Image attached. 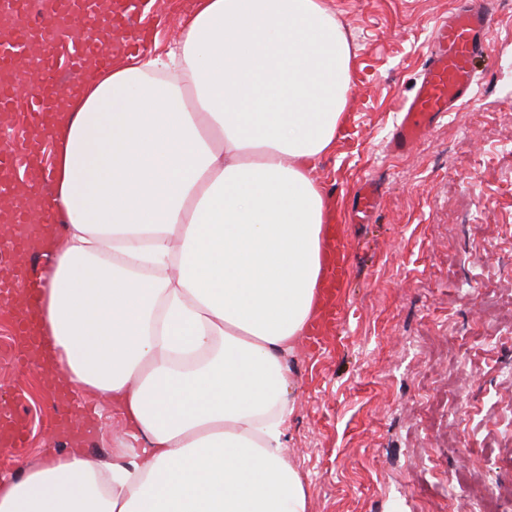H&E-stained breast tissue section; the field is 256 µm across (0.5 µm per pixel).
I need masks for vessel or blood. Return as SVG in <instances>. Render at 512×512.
Masks as SVG:
<instances>
[{"mask_svg": "<svg viewBox=\"0 0 512 512\" xmlns=\"http://www.w3.org/2000/svg\"><path fill=\"white\" fill-rule=\"evenodd\" d=\"M152 0H0V131L8 129L16 106H24L30 128L47 130L61 104L81 90L89 64L105 68L112 58L102 35L120 33L126 49L145 50L142 35L133 27L136 14L148 11ZM488 0H463L447 18L439 20L416 89L402 107L390 147L404 154L445 113L456 111L472 94L474 62L488 47L495 24ZM89 23L75 33L73 23ZM40 141L25 138L0 143V224L13 228L7 261L0 263V306L12 313L15 339L10 358L18 370L31 368V357L42 338L30 307L15 304L18 294L35 295L42 286L37 276L35 235L57 231L58 212L49 185L51 168L41 160ZM380 186L366 179L353 198L351 213L358 224L368 223ZM59 403L53 429H69L70 447H82L90 433L80 415V396L59 377L46 383ZM27 423L10 404H0V447L21 451Z\"/></svg>", "mask_w": 512, "mask_h": 512, "instance_id": "b4317fda", "label": "vessel or blood"}]
</instances>
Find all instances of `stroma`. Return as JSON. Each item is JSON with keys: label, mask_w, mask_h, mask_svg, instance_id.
<instances>
[{"label": "stroma", "mask_w": 512, "mask_h": 512, "mask_svg": "<svg viewBox=\"0 0 512 512\" xmlns=\"http://www.w3.org/2000/svg\"><path fill=\"white\" fill-rule=\"evenodd\" d=\"M194 0L142 16L147 56L180 37ZM352 45V91L334 149L313 172L344 222L338 287L286 364L293 380L285 454L307 512H512V0L477 58L472 99L411 153L391 133L436 20L457 0H330ZM381 196L369 223L346 217L364 177ZM0 310V396L21 391L29 451L0 450V476L69 453L46 422L56 406L35 371L15 375ZM84 402L98 430L84 454L111 460L121 415Z\"/></svg>", "instance_id": "obj_1"}]
</instances>
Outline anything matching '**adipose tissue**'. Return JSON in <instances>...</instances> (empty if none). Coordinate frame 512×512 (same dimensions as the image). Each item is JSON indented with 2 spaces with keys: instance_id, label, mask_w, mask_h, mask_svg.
<instances>
[{
  "instance_id": "obj_1",
  "label": "adipose tissue",
  "mask_w": 512,
  "mask_h": 512,
  "mask_svg": "<svg viewBox=\"0 0 512 512\" xmlns=\"http://www.w3.org/2000/svg\"><path fill=\"white\" fill-rule=\"evenodd\" d=\"M352 67L329 0H196L166 54L87 72L50 137L65 232L36 368L133 444L0 479V512H306L284 358L318 306L312 170Z\"/></svg>"
}]
</instances>
